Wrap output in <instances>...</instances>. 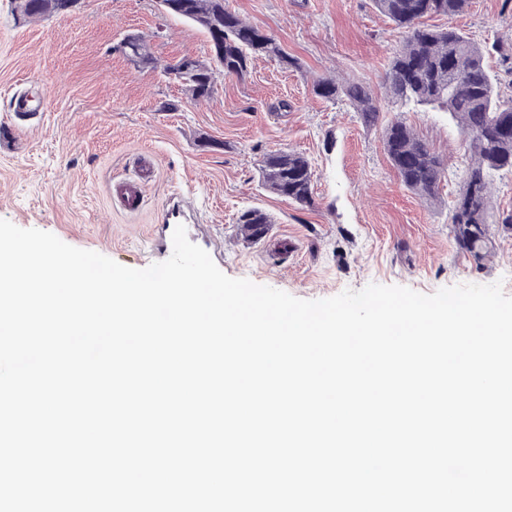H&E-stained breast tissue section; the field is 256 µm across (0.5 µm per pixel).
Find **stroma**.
<instances>
[{
    "mask_svg": "<svg viewBox=\"0 0 512 512\" xmlns=\"http://www.w3.org/2000/svg\"><path fill=\"white\" fill-rule=\"evenodd\" d=\"M225 7L274 37L293 65L252 60L245 78L219 77L206 101L192 100L173 77L132 66L111 52L129 32L147 36L160 63L206 58L205 33L165 14L157 0H79L70 14L28 20L16 0H0V124L11 123L9 93L37 73L50 111L32 119L15 149L0 155V219L54 234L76 248L131 266L147 255L146 236L172 195L190 200L201 238L220 240L226 275L306 300L371 283L423 294L463 283L501 282L512 296V174L494 179L482 260L455 241L449 207L468 158L467 139L445 112H397L385 99L388 60L401 29L371 0H224ZM480 43L512 45V0H470L462 14L435 17ZM348 77L380 101L376 126L344 103L316 97L315 81ZM166 101L178 111L162 110ZM403 119L443 158L448 178L430 202L399 181L383 147L387 124ZM294 152L312 167V202L265 190L266 154ZM142 188L137 211L112 195L116 183ZM268 213L257 244L242 239L239 215Z\"/></svg>",
    "mask_w": 512,
    "mask_h": 512,
    "instance_id": "1",
    "label": "stroma"
}]
</instances>
